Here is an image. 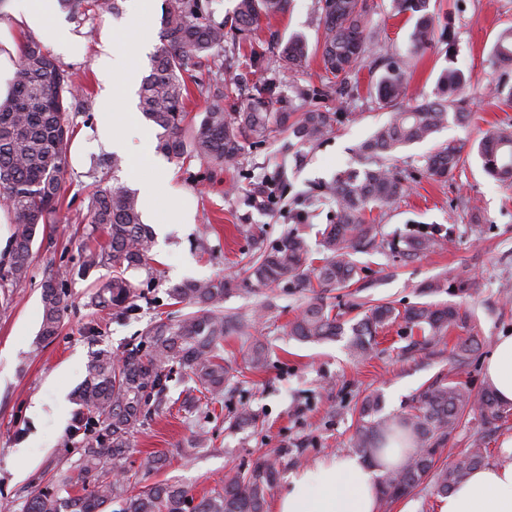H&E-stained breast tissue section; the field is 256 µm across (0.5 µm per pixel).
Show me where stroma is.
<instances>
[{"mask_svg": "<svg viewBox=\"0 0 512 512\" xmlns=\"http://www.w3.org/2000/svg\"><path fill=\"white\" fill-rule=\"evenodd\" d=\"M312 3L292 0L285 14L262 21L259 41L280 44L298 33L315 42ZM374 3L371 27L376 49L359 73L364 84L378 80L387 58L408 56L412 29L411 23L391 17L383 0ZM431 8L438 36L424 52L409 56L412 76L407 96L433 97L440 71L452 62L472 74L468 94L475 101L474 114L468 123H448L431 140L398 150L399 166L415 173L416 179L398 203L374 210L373 217L392 236L439 226L452 229L453 241L444 249L412 258L356 254L360 279L336 291L335 303L345 321L356 316L357 305L364 302L420 303L426 299L422 290L426 282L435 277L450 281L459 270L468 269L479 281V290L469 296L444 292L437 300L459 305L478 332L480 349L459 376L476 396L487 387L484 365L497 337L512 334V186L486 175L474 156L445 181L420 176L419 170L437 144L454 140L472 148L492 126L512 123V103L487 95L496 85L512 87V70L493 67L488 59L498 32L512 25V0H433ZM447 30L452 33L448 39L443 36ZM72 72L84 88L69 113L78 132L97 123L96 79L88 60L73 66ZM307 106L337 113L338 121L300 162L284 136L261 144L245 142L241 155L220 167L159 152L141 159L143 180H150L157 160L173 171L174 184L196 203L194 224L186 230L174 229L165 241L156 243L153 275L129 272L134 284L146 286L136 311L119 316L91 305L92 283L112 275L110 268L99 266L68 282L61 331L43 342L38 336L42 284L52 269L81 263L90 230L88 205L96 189L88 170L64 163L62 220L39 231L29 279L12 290L8 307H0V512H21L31 492L46 486L54 471L76 465L69 430L79 409L77 389L93 352L101 348L116 352L134 343L147 323L165 311L167 290L184 280L242 278L254 236L271 243L292 228L296 198L316 193L336 173L356 166L358 146L389 117L377 96L365 93L345 108L333 98L312 99ZM281 166L287 170L288 185L279 204L271 209L250 202L260 176ZM468 204L478 208V226H470L464 218ZM320 293L316 284L249 286L227 297L225 310L257 319L250 336L224 339V360L242 371V383L225 392L222 403L209 414L202 409L181 410L190 384L184 379L171 382L167 406L134 435L129 463L138 464L145 452H165L170 464L161 479L187 485L199 497L220 485L226 467L270 453L280 457L277 484L282 487L299 468L350 451L354 408L364 396L382 393L384 413L397 414L409 409L424 385L447 376L458 339L454 332L437 347L410 352L408 336L394 324L380 334L376 351L364 361L349 356L343 336L320 343L288 338V321ZM253 339L269 351L268 364L260 371L247 369L245 363V346ZM244 404L256 414V426L230 427V417ZM201 431L208 434L207 445L191 448L192 436ZM510 438L512 419L492 432L469 417L443 449L440 461L449 463L460 450L478 442L494 458Z\"/></svg>", "mask_w": 512, "mask_h": 512, "instance_id": "obj_1", "label": "stroma"}]
</instances>
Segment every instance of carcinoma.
Returning a JSON list of instances; mask_svg holds the SVG:
<instances>
[{
    "instance_id": "cac0c4a2",
    "label": "carcinoma",
    "mask_w": 512,
    "mask_h": 512,
    "mask_svg": "<svg viewBox=\"0 0 512 512\" xmlns=\"http://www.w3.org/2000/svg\"><path fill=\"white\" fill-rule=\"evenodd\" d=\"M291 0H237L223 19L214 17L211 0H163L159 38L161 48L151 70L141 81L138 96L143 118L161 129L157 149L176 159L193 158L221 166L235 160L243 142L267 141L290 131L298 144L310 149L319 145L331 124L330 112L311 111L294 116L295 109L275 112L279 98L273 80L255 82L243 112L230 113L224 100L237 88L226 82L224 71L240 64L260 70L264 59L257 54L252 35L262 19L281 15ZM69 15L84 22L101 8L121 14L119 0H58ZM431 0H389V12L414 21L409 54L432 45L435 18ZM374 6L369 0H314L313 13L321 30L320 42L309 50L295 34L275 53L272 67L296 75L306 66L310 53L320 55L325 82L322 88L294 84V97L305 101L317 97L349 99L358 90L353 80L365 58L374 50L370 28ZM493 65L512 69V27L502 29L490 51ZM190 77L206 102L200 121L188 120L186 100ZM408 62L389 61L376 83L377 95L391 108L387 122L378 126L358 147L361 167L340 171L321 186L317 195L299 200L295 213L298 226L272 244H257L258 254L245 268L246 279L264 288L293 284L305 287L309 274L320 285L346 288L357 274L354 255L365 247L382 253L416 255L440 247L449 232L434 226L415 235L388 237L379 224L366 221L373 206H391L407 192L412 174L400 168L397 149L430 139L448 124L470 118L471 102L466 90L472 75L448 66L437 78L432 100H406ZM72 74L35 38L20 47L10 96L0 102V197L3 209L12 215L9 258L0 265V305L10 304V289L26 282L31 273L32 247L39 229L60 220L62 164L70 146L66 115L76 95ZM484 171L494 179L512 184V125L501 124L477 145ZM467 161L464 146L454 142L438 145L424 159V170L436 180L453 175ZM287 181L286 171L276 170L261 180L273 186L263 203L276 202ZM329 206V224L322 230L324 257L308 269L309 245L300 225L310 213ZM92 231L99 233L97 247L88 251L78 266L59 269L43 284L40 339L58 335L65 309L64 282L86 275L97 266L112 268V278L97 290L95 306L110 308L116 315L136 309V286L126 278L130 270L153 272L152 229L142 223L139 198L128 189L101 188L91 199L88 214ZM232 292L226 278L191 280L167 291L171 304H185L193 311L156 316L143 329L138 341L120 354L108 348L94 353L78 395L80 414L73 434L84 435L75 447L79 455L76 474L61 472L49 484L33 492L23 512H265L267 497L279 476V458L264 455L247 468L224 473L223 486L200 498L191 488L170 482L142 484L144 476L164 470V453L150 452L135 468H126L134 434L166 402L169 382L182 373L189 376L200 396L195 402L213 404L224 396L236 370L224 363V337L249 335L250 324L234 313L224 312V297ZM400 321L409 335L421 337L419 345L434 347L456 328L469 331L460 340L455 365L448 377L423 388L410 409L400 415L381 414L379 396H366L358 409L352 445L365 455L377 453L391 439L406 438L414 451L403 464L387 472L381 482V505L410 495L424 483L443 497L473 470L487 462L482 444L459 453L446 466L438 465L441 450L456 432L465 414L479 416L484 424L507 421L512 409L499 402L487 388L477 400L455 372L469 365L479 348L468 317L451 304L422 303L402 310L390 303L378 304L350 326L349 354L369 357L376 337L385 326ZM287 335L304 343L321 342L345 335L344 322L335 305L324 299L309 303L288 322ZM247 362L254 369L265 367L268 351L260 343L247 347Z\"/></svg>"
}]
</instances>
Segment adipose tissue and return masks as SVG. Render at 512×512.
<instances>
[{
    "instance_id": "1",
    "label": "adipose tissue",
    "mask_w": 512,
    "mask_h": 512,
    "mask_svg": "<svg viewBox=\"0 0 512 512\" xmlns=\"http://www.w3.org/2000/svg\"><path fill=\"white\" fill-rule=\"evenodd\" d=\"M73 22L60 15L57 0H6L0 4V100L10 92L17 57V31L30 33L42 45L66 61L84 59L77 45ZM120 31L105 24L93 56L92 68L97 81L95 110L98 117L96 139L79 135L70 161L81 166L91 149L125 156L133 147L144 154L152 152V133L139 127L135 111V91L140 80V65L132 56L114 49ZM130 180L139 186L144 223L155 225L165 234L168 224H193L195 212L182 201H175L171 217L161 215V199L155 187L142 184L138 171ZM489 387L500 402L512 403V335L498 337L486 364ZM405 455L404 448L392 443L374 459L342 452L313 462L293 473L277 493L275 512H379L382 475L396 469ZM440 512H512V439L507 440L503 457L475 470L441 498Z\"/></svg>"
}]
</instances>
